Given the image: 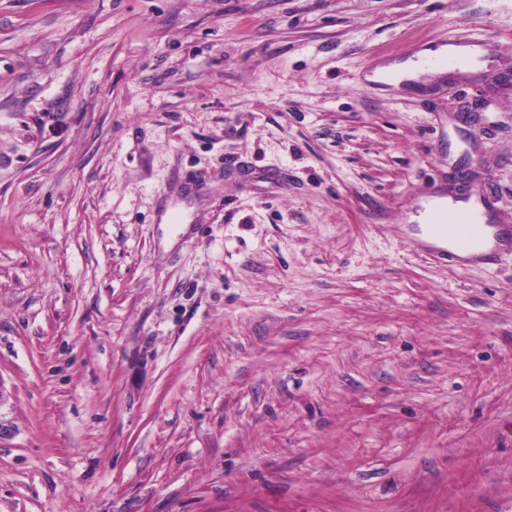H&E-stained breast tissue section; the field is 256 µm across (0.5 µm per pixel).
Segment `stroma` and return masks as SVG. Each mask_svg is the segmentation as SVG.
<instances>
[{"instance_id":"1","label":"stroma","mask_w":512,"mask_h":512,"mask_svg":"<svg viewBox=\"0 0 512 512\" xmlns=\"http://www.w3.org/2000/svg\"><path fill=\"white\" fill-rule=\"evenodd\" d=\"M510 71L512 0H0V512H512V255L403 234L512 225ZM478 54V50L459 47L455 45H438L435 48H426L419 51L415 57L408 58L404 61H394L388 64L377 67L369 79L373 81H383L387 72H395L398 75V80L394 84L402 82H419L421 78L430 73L431 70L423 66L422 60L430 57H444L448 59H463L472 60ZM435 198V194L422 198L433 203L428 223L425 211L411 217L420 221L415 228L406 224L409 239L417 251L444 266L448 262L475 263L490 260L501 252L512 253V225L476 224L474 214L481 209L478 205H472L467 212H454L455 223L448 224V203L438 204Z\"/></svg>"}]
</instances>
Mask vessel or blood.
<instances>
[{
    "instance_id": "1",
    "label": "vessel or blood",
    "mask_w": 512,
    "mask_h": 512,
    "mask_svg": "<svg viewBox=\"0 0 512 512\" xmlns=\"http://www.w3.org/2000/svg\"><path fill=\"white\" fill-rule=\"evenodd\" d=\"M431 205L429 221L416 225L409 239L413 247L439 264L475 263L489 260L502 252H512V226L479 224L473 212L449 214L447 205Z\"/></svg>"
}]
</instances>
